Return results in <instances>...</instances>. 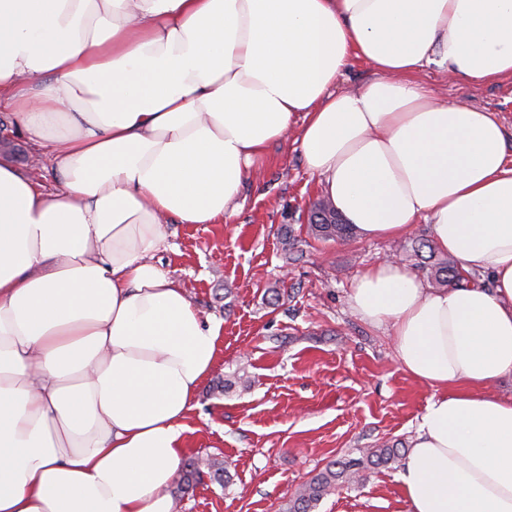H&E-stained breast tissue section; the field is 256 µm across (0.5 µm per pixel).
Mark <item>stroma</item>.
<instances>
[{
    "mask_svg": "<svg viewBox=\"0 0 512 512\" xmlns=\"http://www.w3.org/2000/svg\"><path fill=\"white\" fill-rule=\"evenodd\" d=\"M417 81L443 100L495 113L512 150V79H450L428 67ZM0 158L47 188L56 176L43 149L14 124ZM296 133L271 144L248 175L238 212L221 224L165 226L157 258L203 315L222 330L215 365L185 424L186 456L228 462L232 481L202 480L180 500L181 512H282L289 496L334 459L358 458L385 445L411 448L431 389L397 360L389 326L355 315V280L402 246L430 235L419 223L406 235L344 242L308 237L305 215L320 198ZM299 243L284 253L282 237ZM280 299H273V292ZM240 382L218 394V380ZM402 459L342 483L316 512H406Z\"/></svg>",
    "mask_w": 512,
    "mask_h": 512,
    "instance_id": "35a3bbf8",
    "label": "stroma"
}]
</instances>
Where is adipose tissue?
Returning <instances> with one entry per match:
<instances>
[{"instance_id": "adipose-tissue-1", "label": "adipose tissue", "mask_w": 512, "mask_h": 512, "mask_svg": "<svg viewBox=\"0 0 512 512\" xmlns=\"http://www.w3.org/2000/svg\"><path fill=\"white\" fill-rule=\"evenodd\" d=\"M354 55L373 78L335 91ZM427 66L512 77V0H0V102L57 177L0 159V512H173L221 326L155 262L163 227L235 214L294 130L359 238L423 218L490 273L433 290L387 259L348 302L433 391L408 512H512V158Z\"/></svg>"}]
</instances>
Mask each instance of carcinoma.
Wrapping results in <instances>:
<instances>
[{
  "label": "carcinoma",
  "mask_w": 512,
  "mask_h": 512,
  "mask_svg": "<svg viewBox=\"0 0 512 512\" xmlns=\"http://www.w3.org/2000/svg\"><path fill=\"white\" fill-rule=\"evenodd\" d=\"M308 230L317 238L344 241L352 234L348 224L336 220L334 224H310ZM401 260L419 267L433 288L450 285L468 286L480 284L478 275H464L455 259L441 254L428 239H419L403 247ZM400 449L394 447L370 450L360 459L334 461L323 471L313 476L301 489L289 496L286 512H314L319 502L336 487L338 482H354L360 473L370 466L386 465L399 456ZM224 486L231 481L226 464L216 460H201L190 457L183 463L178 481V491L186 495L194 490L203 476Z\"/></svg>",
  "instance_id": "cac0c4a2"
}]
</instances>
